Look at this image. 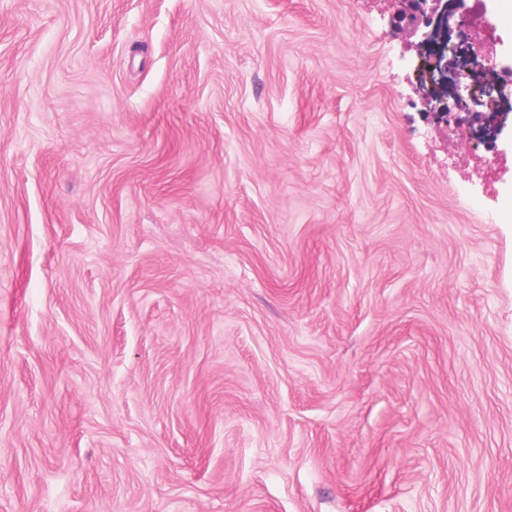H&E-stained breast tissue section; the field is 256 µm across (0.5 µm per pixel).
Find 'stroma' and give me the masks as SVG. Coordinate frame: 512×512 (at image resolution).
<instances>
[{"mask_svg": "<svg viewBox=\"0 0 512 512\" xmlns=\"http://www.w3.org/2000/svg\"><path fill=\"white\" fill-rule=\"evenodd\" d=\"M403 0H0V512H512V141ZM409 4L408 12L404 20L412 26L414 33H417L421 27L429 29L422 33L423 41L429 46L428 55L425 57V65L432 72H438L439 82L446 86L443 92H440L436 86L432 99H435L438 106L432 109L433 115L438 123H446L452 110L467 111L466 114L480 125H485L486 130L483 137L491 136V141L496 142L502 133L505 124V115L498 112H472L469 104L485 105L490 111L495 107L496 99L491 98L486 102H478L473 96L474 83L469 77L468 70L477 65L474 61V51L469 48L461 47L458 43H452L448 39V32L451 31L450 20L457 12H467L468 7L464 0H405ZM470 10L464 15V25H470L474 20L475 13ZM433 47L435 52L431 53ZM470 50V52H469ZM469 52V53H468ZM448 74V82H447ZM451 97L453 102L448 105L447 98ZM488 126V127H487Z\"/></svg>", "mask_w": 512, "mask_h": 512, "instance_id": "35a3bbf8", "label": "stroma"}]
</instances>
